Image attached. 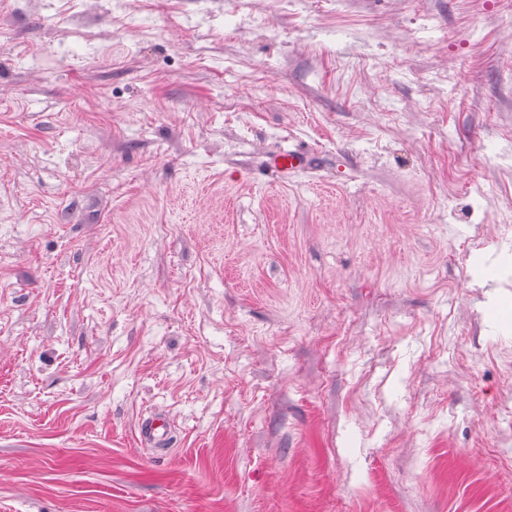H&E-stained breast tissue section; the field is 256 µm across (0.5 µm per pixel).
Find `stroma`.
<instances>
[{
    "mask_svg": "<svg viewBox=\"0 0 512 512\" xmlns=\"http://www.w3.org/2000/svg\"><path fill=\"white\" fill-rule=\"evenodd\" d=\"M511 206L512 0H0V512H512ZM315 153L298 149L280 152L266 167L274 172L281 180H287L289 175L314 169ZM140 444L149 451L160 449L168 452L170 435L166 417L161 414L149 415L141 419L138 427Z\"/></svg>",
    "mask_w": 512,
    "mask_h": 512,
    "instance_id": "stroma-1",
    "label": "stroma"
}]
</instances>
